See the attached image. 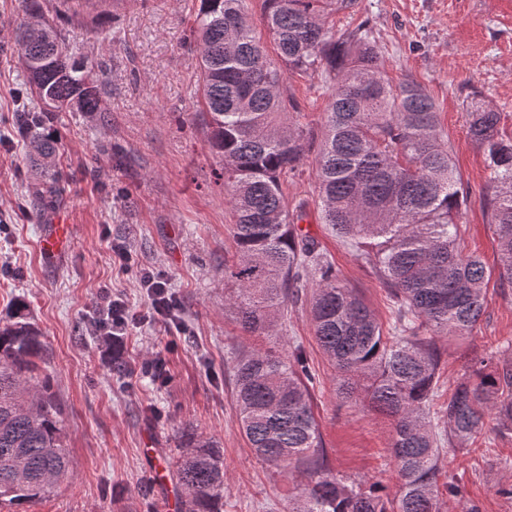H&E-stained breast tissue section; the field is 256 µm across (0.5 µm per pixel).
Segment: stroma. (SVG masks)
I'll list each match as a JSON object with an SVG mask.
<instances>
[{
  "label": "stroma",
  "mask_w": 512,
  "mask_h": 512,
  "mask_svg": "<svg viewBox=\"0 0 512 512\" xmlns=\"http://www.w3.org/2000/svg\"><path fill=\"white\" fill-rule=\"evenodd\" d=\"M40 4L73 53L106 62L107 114L101 120L62 112L55 121L66 181L55 209L71 226L72 244L65 258H46L38 239L49 215L33 197L37 179L10 126L23 72L16 61L0 58V265L9 268L0 276V325L15 299L25 298L46 349L42 372L62 409L72 469L53 493L0 512H171L178 487L171 479L154 485L151 470L154 459L172 460L187 426L224 452V512H288L303 479L254 457L239 427L231 363L238 351L284 354L292 343L302 345L315 376L314 412L334 473L381 482L395 496L391 424L338 394L336 370L316 343L307 303L290 306L269 336L243 332L225 305L233 291L224 279V264L235 253L228 232L233 217L214 176L220 162L207 149L206 116L196 107L198 60L189 40L199 0H107L103 24L93 13L59 16V0ZM328 25L338 35L365 26L392 83L409 78L425 88L469 191L460 243L485 264L488 304L465 339L437 340L439 396L430 413L441 422L457 379L512 343V285L498 278L497 242L483 205L488 158L468 134L475 102L499 112L501 128L512 132V0H356L332 13ZM288 91L300 107L295 121L320 129L330 99L323 77L290 75ZM93 162L94 176L86 170ZM283 191L289 205L306 201L302 229L390 327L394 305L381 278L319 219L314 155ZM113 240L126 241L144 263L167 272L186 332L148 323L109 345L89 334L85 318L102 285L123 293L133 309L147 304L134 276L113 266ZM158 352L171 374L165 386L145 370ZM116 361L124 374L113 372ZM496 426L495 416H486L466 448L445 449L442 473L455 478L459 494L444 496L443 512H512V498L493 487L497 479L512 484V438L498 437Z\"/></svg>",
  "instance_id": "35a3bbf8"
}]
</instances>
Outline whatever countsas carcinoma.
Wrapping results in <instances>:
<instances>
[{
  "label": "carcinoma",
  "mask_w": 512,
  "mask_h": 512,
  "mask_svg": "<svg viewBox=\"0 0 512 512\" xmlns=\"http://www.w3.org/2000/svg\"><path fill=\"white\" fill-rule=\"evenodd\" d=\"M355 0H263V24L280 65L256 36L246 0H200L190 27L199 74V107L208 117V148L222 162L234 213L235 260L224 264L234 290L225 298L241 329L262 334L288 301L310 295L311 322L322 353L336 368L338 393L363 397L392 420L391 456L398 482L391 501L377 484H346L324 455L313 410V375L301 347L288 355L252 350L235 357V401L255 456L306 474L303 495L288 512H441L445 447H460L495 412L498 433L512 435V358L491 355L460 378L447 421L434 425L441 355L435 337L469 335L487 307L486 268L458 243L468 198L441 135L435 103L422 86L390 83L374 40L359 29L336 38L330 11ZM37 107L19 112L15 132L28 143L27 165L40 179L44 209L61 196L53 135L60 112H103L105 62H87L44 20L39 0H20L12 49ZM320 72L332 99L317 145L321 221L382 278L395 308L383 331L334 263L298 227L306 202L288 210L283 185L297 175L310 146L304 127L287 122L297 102L290 73ZM469 135L485 147L491 184L483 196L499 251V280L512 284V136L501 116L477 103ZM18 302L0 326V508L52 493L71 475L61 409L39 377L44 347ZM173 470L185 512H223L224 454L194 431L181 434Z\"/></svg>",
  "instance_id": "1"
}]
</instances>
